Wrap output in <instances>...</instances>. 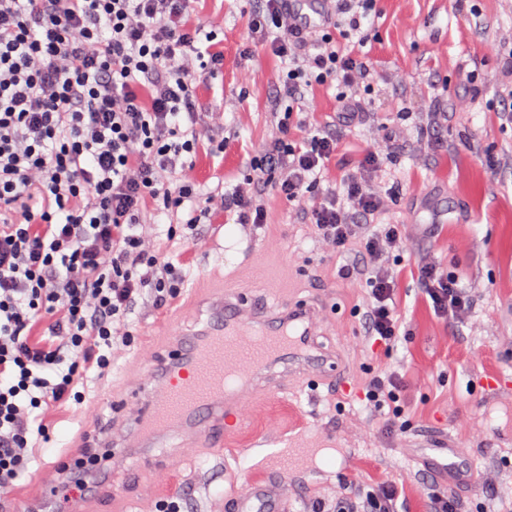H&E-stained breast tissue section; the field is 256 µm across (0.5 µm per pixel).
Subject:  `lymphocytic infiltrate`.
Instances as JSON below:
<instances>
[{"instance_id":"obj_1","label":"lymphocytic infiltrate","mask_w":512,"mask_h":512,"mask_svg":"<svg viewBox=\"0 0 512 512\" xmlns=\"http://www.w3.org/2000/svg\"><path fill=\"white\" fill-rule=\"evenodd\" d=\"M251 2L252 44L280 59L278 92L293 107L242 182L203 191L192 158L203 143L217 152L223 143L209 139L196 89L223 70L224 56L199 47L214 35L185 22L189 0H0L1 494L26 474L34 436L46 434L42 405L83 403L87 371L108 370L114 350L134 343L128 316L139 300L164 308L180 295L185 274L144 233L147 212L167 219L169 240L190 245L213 213L257 226L268 195L295 203L330 254L359 242L362 327L378 350L398 342L403 318L386 263L404 252L403 227L374 225L386 204L363 172L321 191L337 136L306 128L295 110L309 87L334 82L342 124L362 112L355 90L370 67L353 34L377 0H336L328 28L304 32L289 24L288 0ZM366 225L372 233L359 237ZM417 280L441 317L464 319L470 304L454 271L425 262ZM38 323L41 342L31 338ZM402 388L395 371L362 385L395 435L409 428ZM108 461L85 446L58 469V490H87ZM400 493L393 481H346L312 512H399Z\"/></svg>"}]
</instances>
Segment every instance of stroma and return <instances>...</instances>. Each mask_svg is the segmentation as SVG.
<instances>
[{
	"mask_svg": "<svg viewBox=\"0 0 512 512\" xmlns=\"http://www.w3.org/2000/svg\"><path fill=\"white\" fill-rule=\"evenodd\" d=\"M247 0H193L190 19L217 37L224 70L198 87L214 127L223 128L224 148L201 147L193 176L202 188L242 181L248 161L277 133L276 108L287 107L275 87L277 59L243 54ZM373 20L363 21V50L372 62L363 94L364 112L339 128L336 156L325 184L358 165L368 152L390 161L371 170L373 188L388 201L384 222L406 227V253L393 264L396 303L406 334L391 354L373 350L358 315L363 292L341 276L359 262L357 246L328 255L295 207L272 195L261 227L236 224L214 214L197 244L174 251L188 275L184 293L159 309L140 299L129 319L136 344L114 351L105 373L90 369L82 404L52 403L42 411L50 439L34 448L29 471L5 501L30 512H63L54 463L77 454L89 431L123 438L125 405L140 397L157 358L173 344L172 331L191 334L209 319L215 290L271 305L305 300L319 311L316 343L333 355L338 377L309 400L304 384L274 395L259 391L240 409L239 428L225 431L222 455L176 450V437L155 448H116L104 476L114 512H137L139 504L186 497L189 512H232L214 490L224 483V465L257 441L302 436L323 448L348 452L344 473L331 472L293 488L292 512H309L319 497L333 495L342 477L403 486L400 512H428V488L401 449L425 435H452L479 471L494 474L493 490L461 489L465 512L484 504L499 512L512 499V122L498 95L512 80L503 64L512 52V0H378ZM336 84L306 94L311 124L337 126ZM432 261L454 270L471 304L468 317L453 323L438 317L422 298L416 263ZM390 366L403 376L411 423L401 441L382 439L379 417L359 401L366 372Z\"/></svg>",
	"mask_w": 512,
	"mask_h": 512,
	"instance_id": "35a3bbf8",
	"label": "stroma"
}]
</instances>
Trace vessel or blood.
Masks as SVG:
<instances>
[{"mask_svg": "<svg viewBox=\"0 0 512 512\" xmlns=\"http://www.w3.org/2000/svg\"><path fill=\"white\" fill-rule=\"evenodd\" d=\"M288 10L304 29L325 27L332 16V0H289ZM317 314L297 303L278 311L245 305L242 299L218 296L199 342L177 346L171 368L146 388L130 429L135 439L156 445L170 430L197 448L215 447L225 427L239 425L240 398L269 384L286 390L282 373L274 366L309 361L310 334ZM255 459L245 493L230 495L232 512H288V492L298 473L315 471L343 457L339 448H309L282 440L277 448H248ZM405 454L452 487L474 486L478 471L448 436H430L426 445Z\"/></svg>", "mask_w": 512, "mask_h": 512, "instance_id": "b4317fda", "label": "vessel or blood"}]
</instances>
